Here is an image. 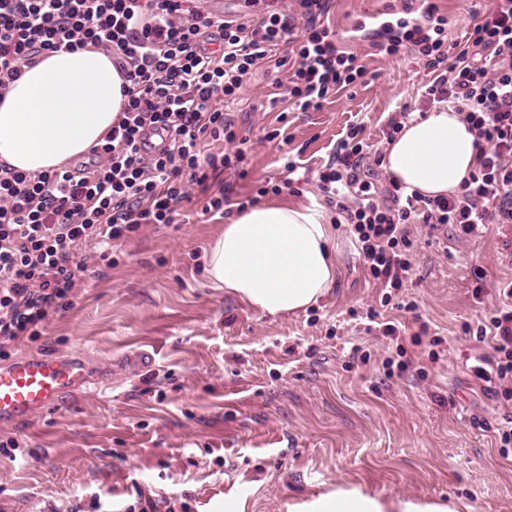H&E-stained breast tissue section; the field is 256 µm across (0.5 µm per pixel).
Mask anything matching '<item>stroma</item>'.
Here are the masks:
<instances>
[{
    "label": "stroma",
    "mask_w": 512,
    "mask_h": 512,
    "mask_svg": "<svg viewBox=\"0 0 512 512\" xmlns=\"http://www.w3.org/2000/svg\"><path fill=\"white\" fill-rule=\"evenodd\" d=\"M437 3L449 41L460 42L490 0ZM400 4L332 0L326 22L367 73L320 111L278 123L273 100L287 73L257 65L225 107L253 146L246 179L220 177L232 200L223 214L203 213L198 200L183 204L184 223L143 227L113 267L85 251L70 308L10 355L78 357L92 381L26 421L0 425V441L18 446L15 458L0 455V512H139L147 497L159 512L171 500L190 512H224L229 488L247 512H289L339 486L454 512H512V455L502 456L495 439L512 420V398L487 393L471 371L493 354L478 328L512 280V224L485 225L464 243L451 226L410 224L412 268L385 307L349 225L330 206L336 280L306 311L258 313L205 275L209 243L237 202L282 180L283 154L294 155L306 178L265 202L323 203L317 170L348 126L364 125L379 154L393 112H424L432 75L423 61L387 58L354 34ZM274 129L278 137L267 139ZM410 301L416 310H404ZM373 310L405 323L402 343L368 330ZM421 333L439 339L438 361L412 345ZM399 345L413 366L391 377L381 361ZM143 351L153 356L146 368L133 361Z\"/></svg>",
    "instance_id": "obj_1"
}]
</instances>
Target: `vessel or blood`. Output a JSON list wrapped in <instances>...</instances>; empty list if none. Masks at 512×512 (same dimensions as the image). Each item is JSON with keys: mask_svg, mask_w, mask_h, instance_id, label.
Segmentation results:
<instances>
[{"mask_svg": "<svg viewBox=\"0 0 512 512\" xmlns=\"http://www.w3.org/2000/svg\"><path fill=\"white\" fill-rule=\"evenodd\" d=\"M90 380L85 362L76 357L27 355L0 365V424L47 410Z\"/></svg>", "mask_w": 512, "mask_h": 512, "instance_id": "1", "label": "vessel or blood"}]
</instances>
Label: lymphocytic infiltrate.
<instances>
[{
	"label": "lymphocytic infiltrate",
	"mask_w": 512,
	"mask_h": 512,
	"mask_svg": "<svg viewBox=\"0 0 512 512\" xmlns=\"http://www.w3.org/2000/svg\"><path fill=\"white\" fill-rule=\"evenodd\" d=\"M245 0L226 19L199 0H0V98L23 65L47 52L88 46L111 53L127 86L124 106L80 173L30 174L0 164V359L8 345L43 336L70 306L84 270L79 253L115 248L142 226L177 223L182 203L203 212L228 197L215 180L246 177L250 140L225 113L257 61L289 67L292 110L317 111L331 93L358 83L366 69L340 45L324 17L331 0ZM359 31L383 56L418 55L434 75L428 105H452L476 136V167L457 192L427 198L399 183L379 188L364 171L369 146L351 126L318 171L319 188L350 224L364 266L389 305L411 270L406 225H453L461 240L487 224H512V0H494L465 42L448 40L436 0H403ZM291 48L279 56V46ZM225 142L227 150L203 152ZM488 319L489 366H474L491 393H512V283Z\"/></svg>",
	"instance_id": "lymphocytic-infiltrate-1"
}]
</instances>
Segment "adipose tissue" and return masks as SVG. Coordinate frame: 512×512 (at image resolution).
I'll list each match as a JSON object with an SVG mask.
<instances>
[{"label": "adipose tissue", "mask_w": 512, "mask_h": 512, "mask_svg": "<svg viewBox=\"0 0 512 512\" xmlns=\"http://www.w3.org/2000/svg\"><path fill=\"white\" fill-rule=\"evenodd\" d=\"M124 79L110 54L87 47L59 50L24 66L0 102V160L28 173L64 167L100 145L120 112ZM473 130L448 108L407 123L388 141L383 167L406 192L426 197L456 192L473 172ZM205 273L262 314H296L317 304L336 279L331 228L320 206L278 203L237 212L213 239ZM295 512H454L448 505L397 497L383 500L356 488L295 505Z\"/></svg>", "instance_id": "1"}]
</instances>
